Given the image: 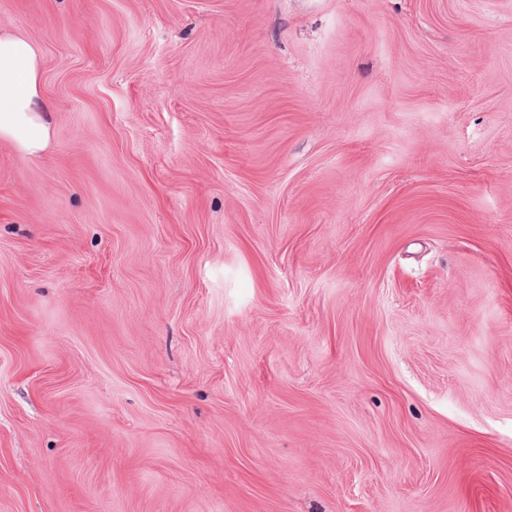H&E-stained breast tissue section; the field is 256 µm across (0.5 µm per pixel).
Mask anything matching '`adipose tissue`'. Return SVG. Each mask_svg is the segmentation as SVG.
I'll return each mask as SVG.
<instances>
[{
    "instance_id": "1",
    "label": "adipose tissue",
    "mask_w": 512,
    "mask_h": 512,
    "mask_svg": "<svg viewBox=\"0 0 512 512\" xmlns=\"http://www.w3.org/2000/svg\"><path fill=\"white\" fill-rule=\"evenodd\" d=\"M52 140L51 105L40 82V53L26 35L0 25V141L37 156Z\"/></svg>"
}]
</instances>
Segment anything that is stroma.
Returning <instances> with one entry per match:
<instances>
[{"label":"stroma","instance_id":"stroma-1","mask_svg":"<svg viewBox=\"0 0 512 512\" xmlns=\"http://www.w3.org/2000/svg\"><path fill=\"white\" fill-rule=\"evenodd\" d=\"M0 24V512H512V0ZM40 53L26 35L0 25V141L37 156L52 140L51 105L40 82Z\"/></svg>","mask_w":512,"mask_h":512}]
</instances>
